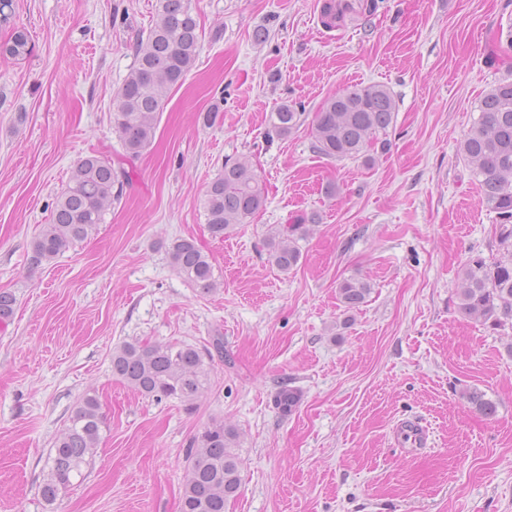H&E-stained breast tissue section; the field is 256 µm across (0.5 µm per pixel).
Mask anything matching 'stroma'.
Wrapping results in <instances>:
<instances>
[{"label": "stroma", "mask_w": 512, "mask_h": 512, "mask_svg": "<svg viewBox=\"0 0 512 512\" xmlns=\"http://www.w3.org/2000/svg\"><path fill=\"white\" fill-rule=\"evenodd\" d=\"M325 24L321 0H190L202 29L194 67L159 117L152 147L126 157L112 110L157 0H14L0 44V512H180L186 454L212 421L240 433L242 483L225 512H512V328L464 317L455 285L495 257L496 215L459 147L481 97L512 81V0H372ZM269 37L257 41L254 32ZM385 86L395 117L367 158L313 147L329 98ZM285 101L305 122L277 135ZM218 108L214 125L199 113ZM108 155L128 179L97 233L28 262L76 161ZM249 157L264 207L211 236L205 189ZM311 216L287 273L268 261L271 227ZM208 255L200 293L167 253ZM373 290L344 311L336 286ZM224 343L193 409L112 375L122 342ZM302 393L282 415L280 385ZM483 393L495 412L469 403ZM106 426L80 477L52 503L38 486L84 396ZM416 423L423 444L403 442Z\"/></svg>", "instance_id": "obj_1"}]
</instances>
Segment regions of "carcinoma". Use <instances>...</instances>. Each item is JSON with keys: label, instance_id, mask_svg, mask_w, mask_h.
Listing matches in <instances>:
<instances>
[{"label": "carcinoma", "instance_id": "1", "mask_svg": "<svg viewBox=\"0 0 512 512\" xmlns=\"http://www.w3.org/2000/svg\"><path fill=\"white\" fill-rule=\"evenodd\" d=\"M200 48L199 23L188 0H158L157 19L147 35L139 36L135 60L118 93L112 125L130 157L147 150L155 138L168 93L180 85ZM479 115L460 144V154L480 179L483 200L497 215L503 253L487 261L469 259L456 284L460 312L496 327L512 326V82L494 86L480 101ZM395 102L382 85L347 90L329 99L315 116L313 148L331 159L363 156L374 136L393 122ZM305 121L293 104L282 103L271 113L272 131L285 136ZM122 173L109 158L92 154L79 159L68 185L56 198L51 223L32 249L30 263L54 258L68 244L96 233L104 213L122 192ZM265 203L260 177L245 159L224 162L222 173L206 189L205 209L211 235L222 238L245 224ZM305 217L282 225L269 237L268 262L281 272L301 258L296 234ZM175 270L204 291L216 286L209 257L192 239L178 238L169 246ZM372 291L368 279L353 276L337 287L338 300L353 310ZM216 339L213 349L186 343L125 342L112 352V376L144 396L192 404L210 384L214 355H223ZM301 401L299 390L283 385L275 404L284 415ZM104 417L96 397L85 396L68 420L48 458V473L39 485L47 502H55L73 476L89 464L100 440ZM187 478L181 512H224L241 486L239 433L222 422L206 426L187 453Z\"/></svg>", "mask_w": 512, "mask_h": 512}]
</instances>
